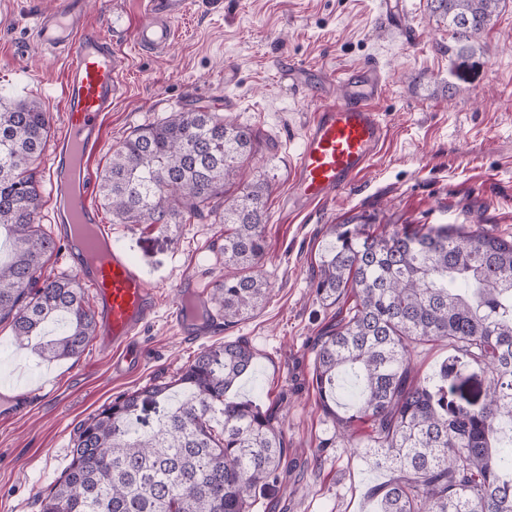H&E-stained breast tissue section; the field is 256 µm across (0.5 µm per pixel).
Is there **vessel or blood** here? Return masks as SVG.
<instances>
[{
    "label": "vessel or blood",
    "mask_w": 512,
    "mask_h": 512,
    "mask_svg": "<svg viewBox=\"0 0 512 512\" xmlns=\"http://www.w3.org/2000/svg\"><path fill=\"white\" fill-rule=\"evenodd\" d=\"M143 18L135 34L137 47L162 49L176 37L175 19L188 9V0H142ZM87 0H59L54 10L35 21L39 41L66 52L63 82L66 121L57 151L64 165L56 172L54 189L64 222L81 240L73 259L96 291L98 342L112 351L113 368L120 371L137 362L129 344L157 305L156 271L149 263L133 261L132 245L112 242L107 226L99 224L90 206L93 183L89 153L101 140L102 118L123 94L119 79L124 59L104 36L88 33ZM289 86L322 94L316 73L302 65L281 71ZM343 91L324 97L305 126L294 172V196L305 203L328 200L346 188L376 155L386 126L374 101L384 88L379 66L343 70ZM197 317L177 316L180 333L199 336L214 320L203 292L195 294Z\"/></svg>",
    "instance_id": "1"
}]
</instances>
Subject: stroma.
Returning a JSON list of instances; mask_svg holds the SVG:
<instances>
[{"mask_svg": "<svg viewBox=\"0 0 512 512\" xmlns=\"http://www.w3.org/2000/svg\"><path fill=\"white\" fill-rule=\"evenodd\" d=\"M58 0H0V96L34 99L50 116V140L38 168L51 179L54 141L64 128L63 51L47 50L34 21ZM141 0H90V20L124 56L122 96L102 123L89 163L92 176L136 129L182 108L205 109L251 125L261 135L252 174L271 180L263 268L270 291L254 311L206 336H182L174 322L182 279L212 292L224 273L216 259L224 241L218 219L187 224L100 221L113 240L146 243L163 266L154 283L157 312L134 337L140 360L116 372L112 355L90 340L80 357L45 361L36 343L19 342L0 325V373L20 375L30 397L0 419V512H37L38 499L71 458L79 425L114 398L169 381L210 345L244 338L253 372L236 388L261 407L287 400L283 431L288 470L270 487L272 512H376L371 492L389 470L374 468L363 449L332 434L311 385L312 347L334 310L316 300L329 225L357 215L377 224H455L512 239V0H506L481 48L459 59L446 28L429 20L426 0H406L400 23L381 15L378 0H190L165 50H141L135 30ZM318 71L331 95L339 73L380 65L387 74L376 101L386 137L370 165L324 202L293 197L294 165L303 129L318 99L289 88L283 62Z\"/></svg>", "mask_w": 512, "mask_h": 512, "instance_id": "obj_1", "label": "stroma"}]
</instances>
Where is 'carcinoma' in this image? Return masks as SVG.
I'll return each instance as SVG.
<instances>
[{
  "mask_svg": "<svg viewBox=\"0 0 512 512\" xmlns=\"http://www.w3.org/2000/svg\"><path fill=\"white\" fill-rule=\"evenodd\" d=\"M504 0H427L452 32L448 51L475 52ZM50 120L36 100L0 107V230L15 247L0 261V324L20 339L44 335L48 361L80 356L95 312L68 274L40 279L57 255L40 224L36 178ZM255 128L182 109L135 131L99 175L102 205L119 224H183L216 215L220 254L233 272L211 301L229 326L265 298V198L260 176L230 191L251 161ZM312 279L316 297L343 306L317 337L311 384L333 433L363 448L392 478L372 490L378 512H512V240L453 224H393L358 216L334 224ZM442 343L462 369L431 386L412 375L417 344ZM244 340L212 345L170 381L122 394L78 429L71 461L39 512H254L280 481L288 406L232 395L252 369ZM507 456H502V448Z\"/></svg>",
  "mask_w": 512,
  "mask_h": 512,
  "instance_id": "obj_1",
  "label": "carcinoma"
}]
</instances>
